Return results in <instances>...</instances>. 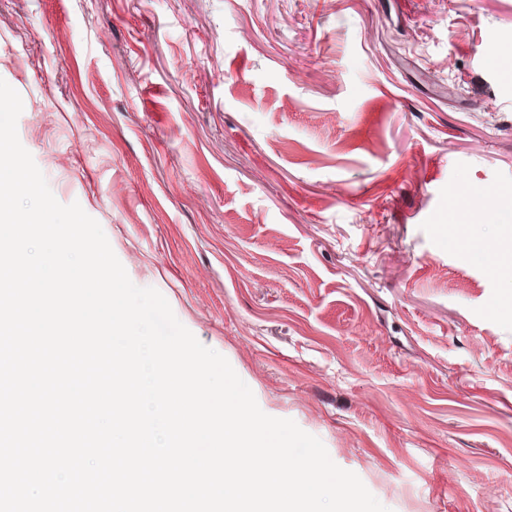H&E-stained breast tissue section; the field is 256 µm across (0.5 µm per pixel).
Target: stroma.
Returning a JSON list of instances; mask_svg holds the SVG:
<instances>
[{
	"instance_id": "obj_1",
	"label": "stroma",
	"mask_w": 512,
	"mask_h": 512,
	"mask_svg": "<svg viewBox=\"0 0 512 512\" xmlns=\"http://www.w3.org/2000/svg\"><path fill=\"white\" fill-rule=\"evenodd\" d=\"M512 0H0L55 198L389 512H512ZM448 242L456 246L463 247L476 257L480 258L485 257L491 249V246L483 240L464 235V229L461 234L460 230L456 227L448 228Z\"/></svg>"
}]
</instances>
